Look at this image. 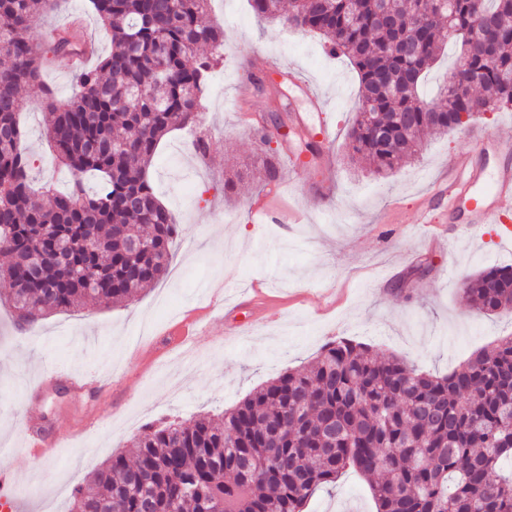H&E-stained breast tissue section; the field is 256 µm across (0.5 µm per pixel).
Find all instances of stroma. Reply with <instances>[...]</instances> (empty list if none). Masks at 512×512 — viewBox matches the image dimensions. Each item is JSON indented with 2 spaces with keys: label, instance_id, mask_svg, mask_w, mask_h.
I'll return each instance as SVG.
<instances>
[{
  "label": "stroma",
  "instance_id": "obj_1",
  "mask_svg": "<svg viewBox=\"0 0 512 512\" xmlns=\"http://www.w3.org/2000/svg\"><path fill=\"white\" fill-rule=\"evenodd\" d=\"M208 12L224 30V60L212 71L199 122L169 132L149 168L157 197L180 226L165 276L132 302L56 312L30 331L20 329L6 300L9 286L0 282V470L11 471L22 512H72L76 485L125 451L143 425L222 414L280 372L308 364L338 337L444 375L512 334V312L475 311L460 282L491 266H512V241L500 240L498 225L461 219L437 246L416 222L420 199L466 152L472 132L512 129V110L480 115L472 132L427 137L417 157L382 177L348 158L359 77L346 56L327 55L321 36L258 21L248 0H210ZM76 18L99 52H107L109 37L88 0H67L47 13L38 40L48 42ZM257 53L280 70L263 74V89L246 102L251 119L286 104L306 114L310 131L326 125L334 132L302 182L286 186L280 200L305 210L300 224H258L251 215L250 201L264 189L251 172L266 148L241 125L234 101L237 66ZM297 76L319 88V112H309L293 84ZM22 102L35 182L65 189L70 176L49 153L41 101L26 95ZM199 138L207 155L192 146ZM236 170L241 178L225 187V175ZM328 177L335 194L310 197L308 184ZM256 282L275 298L271 317L254 324L251 311L242 310L248 321L242 337L225 335L224 305ZM181 321L197 333L192 347L168 334ZM60 365L98 375L99 394L47 383ZM30 423L60 436L55 460L27 454ZM305 512H376V506L367 481L349 469L319 489Z\"/></svg>",
  "mask_w": 512,
  "mask_h": 512
}]
</instances>
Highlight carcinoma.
I'll return each mask as SVG.
<instances>
[{
  "mask_svg": "<svg viewBox=\"0 0 512 512\" xmlns=\"http://www.w3.org/2000/svg\"><path fill=\"white\" fill-rule=\"evenodd\" d=\"M209 0H90L111 48L74 74L58 99L42 74L73 57L80 32L36 40L61 0H0V269L28 325L59 311L133 300L166 273L178 224L148 179L161 139L195 123L205 74L224 56V30ZM259 20L280 0H249ZM379 0H291L286 22L319 33L358 72L360 99L348 131L352 160L378 174L418 154L425 132L456 129L460 114L512 110V0H408L376 19ZM490 22L489 39L467 33ZM458 31L459 94L421 106V83ZM401 39L420 45L395 54ZM42 97L45 137L71 175L64 192L32 188L33 161L18 120L21 92ZM384 131L373 132V120ZM97 179L96 192L86 189ZM144 247L132 249L131 239ZM487 315L512 311V267L463 281ZM512 335L446 375L342 339L309 365L288 369L221 417L145 426L129 453L112 457L74 490L75 512H303L347 467L370 480L376 512H512Z\"/></svg>",
  "mask_w": 512,
  "mask_h": 512,
  "instance_id": "1",
  "label": "carcinoma"
}]
</instances>
